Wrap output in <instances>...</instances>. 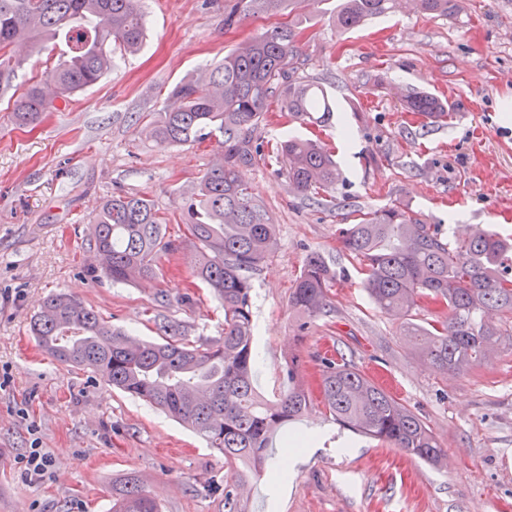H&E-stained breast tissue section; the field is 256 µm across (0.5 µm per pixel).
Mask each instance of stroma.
Segmentation results:
<instances>
[{
    "label": "stroma",
    "mask_w": 512,
    "mask_h": 512,
    "mask_svg": "<svg viewBox=\"0 0 512 512\" xmlns=\"http://www.w3.org/2000/svg\"><path fill=\"white\" fill-rule=\"evenodd\" d=\"M143 49L113 55L97 84L55 107L36 127L10 119L0 96V512H111L112 482L138 474L161 512H224L211 493L228 470L222 450L90 370L56 361L29 331L51 293L79 297L133 337L158 338L166 320L202 345L224 334V311L193 276L197 251L179 218L184 194L214 166L216 140L160 147L144 126L181 80H204L229 52L277 23H296L299 76L317 81L335 110L301 122L271 106L257 132L273 144L292 136L328 145L341 181L320 205L295 195L262 161L243 169L277 226L278 247L252 275L254 380L266 397L287 387L296 357L311 400L291 429L320 432L291 476L280 449L268 452L248 512H512V345L470 371H430L380 313L341 247L343 225L402 202L446 235L481 224L512 235V0H463L456 17L398 10L338 31L337 0H295L292 10L224 26V0H142ZM417 89L446 100L439 121L408 113ZM148 196L177 251L154 280H98L90 242L113 192ZM337 272L331 311L299 330L289 296L310 252ZM169 296L157 306L158 292ZM348 362L382 385L431 429L448 459L436 468L362 437L326 412L321 357ZM54 464L26 481L28 449Z\"/></svg>",
    "instance_id": "35a3bbf8"
}]
</instances>
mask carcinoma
Here are the masks:
<instances>
[{"label":"carcinoma","instance_id":"obj_1","mask_svg":"<svg viewBox=\"0 0 512 512\" xmlns=\"http://www.w3.org/2000/svg\"><path fill=\"white\" fill-rule=\"evenodd\" d=\"M423 13L458 15L459 0H414ZM398 0H341L336 28L345 32L392 12ZM286 0H228L224 27L244 17L277 12ZM145 16L139 0H0V93L12 87L24 62L17 48L47 53L45 76L13 97L12 117L34 126L54 101L96 84L112 67V47L135 53L143 44ZM299 45L292 25L268 28L211 71L206 92L194 79L170 92L148 133L162 147L186 145L220 134L223 163L182 198L180 220L198 252L194 276L224 306V336L207 345L180 340L142 342L107 325L80 299L49 295L31 322V334L57 361L91 370L112 386L161 409L224 451L236 472L224 486V506L241 512L239 490L261 475L273 436L299 417L308 394L290 363L288 388L275 399L253 386V321L250 273L276 250V224L242 168L265 158L256 131L273 101L296 119L333 111L324 89L297 76ZM406 111L440 119L438 97L414 91ZM289 189L322 203L340 180L336 162L311 139L291 138L272 148ZM166 221L144 195L106 200L93 225L104 260L100 277L113 284L155 278L159 255L174 249ZM343 248L362 261L363 285L373 304L391 316H408L423 299L447 309L443 320L402 326L427 367L462 373L512 338V239L492 230L447 238L439 224H425L402 204L366 212L340 229ZM336 270L322 256H307L291 293V307L309 321L331 311L328 288ZM493 312L499 324L488 321ZM321 389L334 420L392 445L435 467L445 450L426 423L351 364L323 357ZM112 512H159L139 476L112 484Z\"/></svg>","mask_w":512,"mask_h":512}]
</instances>
